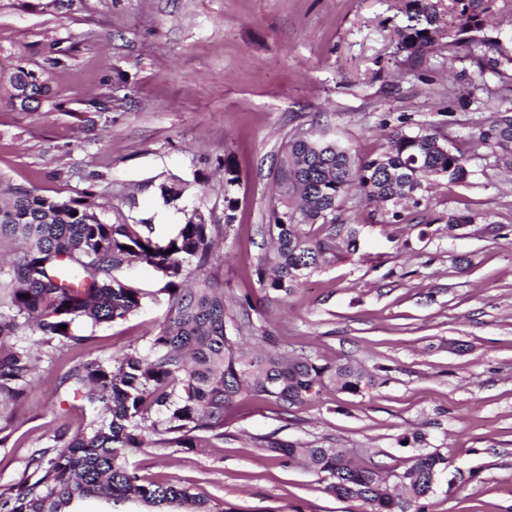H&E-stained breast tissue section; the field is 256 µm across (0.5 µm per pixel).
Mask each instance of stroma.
Wrapping results in <instances>:
<instances>
[{
    "label": "stroma",
    "instance_id": "obj_1",
    "mask_svg": "<svg viewBox=\"0 0 512 512\" xmlns=\"http://www.w3.org/2000/svg\"><path fill=\"white\" fill-rule=\"evenodd\" d=\"M40 2L23 11L0 0V188L88 200L159 243L200 209L219 245L208 276L225 295L251 296L277 350L348 359L377 377L362 393L328 386L287 411L243 397L223 437L129 450L141 478L232 512H369L328 493L317 474L281 465L267 440L371 453L401 470L412 454L405 438L418 432L449 462L427 512H512V157L475 138L493 112L512 108V13L456 50L443 21L435 44L416 53L397 36L407 0ZM19 66L50 86L38 110L8 100L5 77ZM106 97L108 111L91 107ZM398 126L431 128L465 151L467 183L433 181L396 223L350 194L340 221L357 225V254L267 300L257 270L282 144L326 134L374 156ZM227 161L239 175L229 189ZM173 176L186 190L167 204L158 186ZM474 210L488 223L449 228V214ZM121 277L156 299L94 328L81 348L43 349L0 446V490L31 476V455L57 428L74 433L92 417L61 383L70 366L147 352L166 320L160 273L136 262Z\"/></svg>",
    "mask_w": 512,
    "mask_h": 512
}]
</instances>
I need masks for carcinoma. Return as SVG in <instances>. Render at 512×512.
<instances>
[{
    "instance_id": "obj_1",
    "label": "carcinoma",
    "mask_w": 512,
    "mask_h": 512,
    "mask_svg": "<svg viewBox=\"0 0 512 512\" xmlns=\"http://www.w3.org/2000/svg\"><path fill=\"white\" fill-rule=\"evenodd\" d=\"M440 0H408V24L398 30L402 48L421 51L439 32ZM496 0H450L457 19V43L480 32ZM10 102L31 110L48 97L41 77L18 66L9 76ZM384 151L360 157L334 139L293 137L283 146L275 173L277 198L267 231L270 248L260 259L262 290L290 295L308 277L357 253L358 229L338 223L350 192L382 206L393 221L398 207L420 205L429 178L463 184L469 158L427 127L395 128ZM478 140L492 148L512 145V112H497ZM238 182L233 164L224 161V202L234 221L229 189ZM166 203L185 187L159 185ZM488 214H448L450 224L484 223ZM318 229H313L314 225ZM19 244L9 265L0 264V445L10 438L15 416L9 403L21 400L33 381L38 357L22 336L32 330L51 348H78L87 328L124 320L155 293L120 280L116 273L139 260L166 276L169 315L145 354L128 353L114 361L74 364L63 378L73 396L103 409L87 431L71 438L54 432V447L30 460L38 478L23 479L0 492V512H112L137 501L155 512L178 505L186 512H233L189 488L170 482L143 483L122 454L156 443L191 448L196 431L223 435L224 412L243 392L274 401L283 410L316 398L329 384L351 394L372 385V378L351 362H321L309 355L283 356L261 349L274 336L256 325L249 298L224 299V289L205 274L215 246L205 214L194 209L166 245L142 237L132 225L108 223L86 200H56L15 187L0 195V248ZM193 271H187L188 267ZM66 329H60V326ZM272 457L288 467L314 472L326 490L341 499L361 500L371 512H425L432 494L431 474L448 467L439 450L418 448L404 470H386L373 457L355 459L343 448L300 442L267 441Z\"/></svg>"
}]
</instances>
